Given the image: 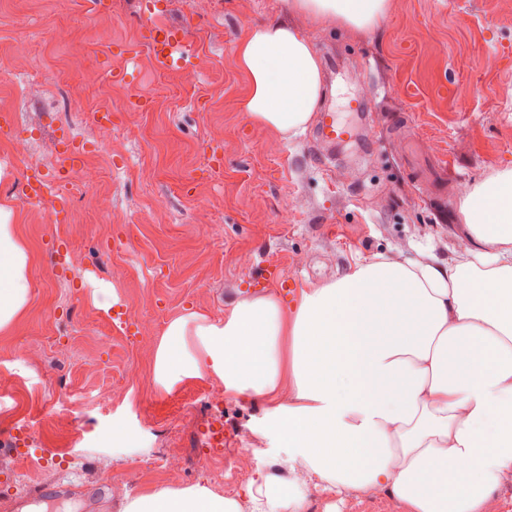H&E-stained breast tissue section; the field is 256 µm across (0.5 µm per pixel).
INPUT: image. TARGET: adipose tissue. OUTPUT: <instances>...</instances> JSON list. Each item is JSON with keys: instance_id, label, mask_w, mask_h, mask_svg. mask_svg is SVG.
I'll list each match as a JSON object with an SVG mask.
<instances>
[{"instance_id": "adipose-tissue-1", "label": "adipose tissue", "mask_w": 512, "mask_h": 512, "mask_svg": "<svg viewBox=\"0 0 512 512\" xmlns=\"http://www.w3.org/2000/svg\"><path fill=\"white\" fill-rule=\"evenodd\" d=\"M391 0H289L314 22L368 31ZM240 103L281 139L301 134L323 94L312 42L280 22L234 48ZM469 260L444 267L378 255L283 304L246 295L223 319L170 318L154 353L169 391L208 377L265 404L253 434L291 448L288 476L262 475L247 502L194 486L134 498L124 512H304L311 481L384 493L399 512H487L512 478V169L461 187ZM29 255L0 207V332L29 302Z\"/></svg>"}]
</instances>
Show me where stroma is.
Masks as SVG:
<instances>
[{"mask_svg":"<svg viewBox=\"0 0 512 512\" xmlns=\"http://www.w3.org/2000/svg\"><path fill=\"white\" fill-rule=\"evenodd\" d=\"M269 20L310 35L325 87L319 108L338 110L359 139L329 147L312 122L283 141L241 112L248 83L234 47ZM153 23L182 29L199 69L161 67L141 46ZM87 68L103 81L82 82ZM137 94L146 106L134 112ZM352 98L363 111L348 109ZM1 115L12 123L0 132V206L30 256V299L0 333V368L19 381L0 398L10 421L0 452L17 447L22 425L33 439L26 476L0 474V512L59 484L70 492L50 512H123L172 487L218 494L200 468L215 381L159 390L152 361H134L122 343L113 309L152 322L155 343L173 315L220 319L245 294H280L258 279L271 262L301 290L377 254L457 259L460 184L512 168V0H393L367 32L313 23L286 0H0ZM19 138L52 182L33 203L22 199L26 161L11 153ZM70 139L81 146L78 167L100 170L96 185L72 196L60 179ZM61 244L82 249L86 267L59 264ZM55 333L80 336L81 354L103 363L100 377L82 376L79 354L65 349L49 353L48 378L18 357L22 344ZM133 361L138 371L127 373ZM102 384L112 388L103 401ZM116 424L125 438L106 437ZM169 448L185 461L176 481L159 468ZM305 512L398 509L383 494L342 498L312 486Z\"/></svg>","mask_w":512,"mask_h":512,"instance_id":"1","label":"stroma"}]
</instances>
